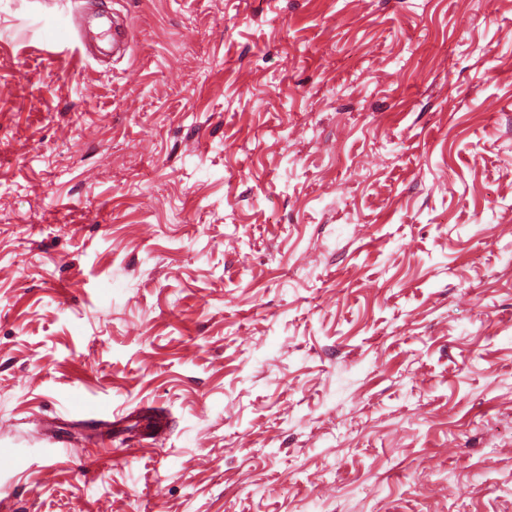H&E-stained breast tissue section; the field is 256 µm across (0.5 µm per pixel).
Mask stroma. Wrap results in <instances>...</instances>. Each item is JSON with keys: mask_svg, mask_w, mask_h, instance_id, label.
<instances>
[{"mask_svg": "<svg viewBox=\"0 0 512 512\" xmlns=\"http://www.w3.org/2000/svg\"><path fill=\"white\" fill-rule=\"evenodd\" d=\"M0 0V512H512V0Z\"/></svg>", "mask_w": 512, "mask_h": 512, "instance_id": "35a3bbf8", "label": "stroma"}]
</instances>
